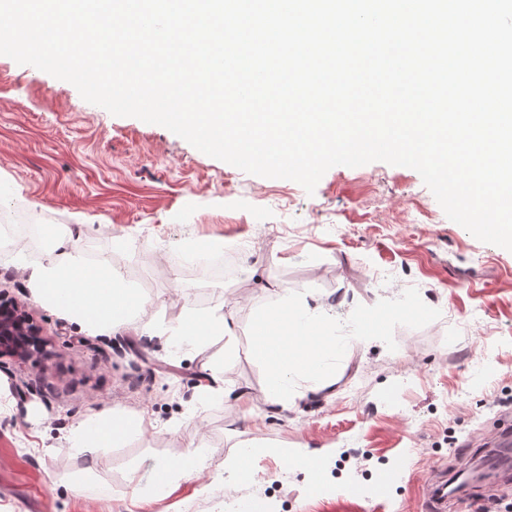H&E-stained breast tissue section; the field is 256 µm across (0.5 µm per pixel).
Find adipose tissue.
Returning a JSON list of instances; mask_svg holds the SVG:
<instances>
[{"label": "adipose tissue", "mask_w": 512, "mask_h": 512, "mask_svg": "<svg viewBox=\"0 0 512 512\" xmlns=\"http://www.w3.org/2000/svg\"><path fill=\"white\" fill-rule=\"evenodd\" d=\"M35 210V203L17 190L0 201V241L19 232L31 239L33 249L18 267L40 299L101 336L131 320L140 304L134 284L79 249L69 228L38 223ZM166 256L176 265L195 262L208 275L219 277L224 272L223 251L204 250L194 237L170 244ZM401 319L400 311L386 308L351 311L339 318L319 295H274L258 313L257 335L280 336L289 325L295 333L287 349L261 351L270 371L268 405L284 417L297 410L300 401L332 388L348 368L350 342L368 343L382 326ZM215 330L232 335L226 315L189 303L173 332L197 343L205 332Z\"/></svg>", "instance_id": "obj_1"}]
</instances>
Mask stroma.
<instances>
[{
	"instance_id": "obj_1",
	"label": "stroma",
	"mask_w": 512,
	"mask_h": 512,
	"mask_svg": "<svg viewBox=\"0 0 512 512\" xmlns=\"http://www.w3.org/2000/svg\"><path fill=\"white\" fill-rule=\"evenodd\" d=\"M0 171L43 223L81 215L82 248L134 278L142 298L134 324L101 337L0 261V301L25 313L41 344L24 358L0 348L9 402L0 512H236L263 493L271 512H424L423 479L479 464L478 441L512 418V252L449 220L411 168L335 166L310 194L163 126L113 116L72 84L0 55ZM194 236L231 245L224 260L241 273L218 286L198 265H172L165 244ZM269 288L315 289L340 313L388 305L407 320L355 349L335 398L280 418L265 402L255 333ZM189 302L232 315L235 336L162 341ZM216 363L225 385L251 393V410L199 399ZM78 427L108 437L101 455L72 447ZM250 446L309 456L243 458L225 488V460ZM197 448L200 477L165 492L152 462L184 468ZM68 476L99 495H70L60 483ZM510 506L512 461L464 512Z\"/></svg>"
}]
</instances>
